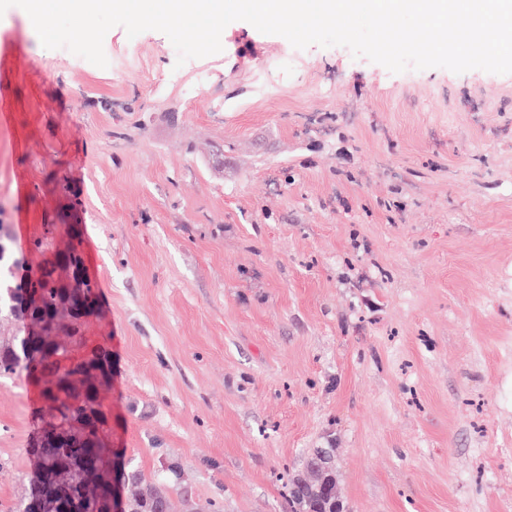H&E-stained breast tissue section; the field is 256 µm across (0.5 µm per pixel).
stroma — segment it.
<instances>
[{
  "mask_svg": "<svg viewBox=\"0 0 512 512\" xmlns=\"http://www.w3.org/2000/svg\"><path fill=\"white\" fill-rule=\"evenodd\" d=\"M221 42L117 26L100 68L0 14V227L34 268L80 236L106 446L177 463L174 512H290L313 448L348 512H512V74ZM48 414L0 380V512Z\"/></svg>",
  "mask_w": 512,
  "mask_h": 512,
  "instance_id": "obj_1",
  "label": "stroma"
}]
</instances>
